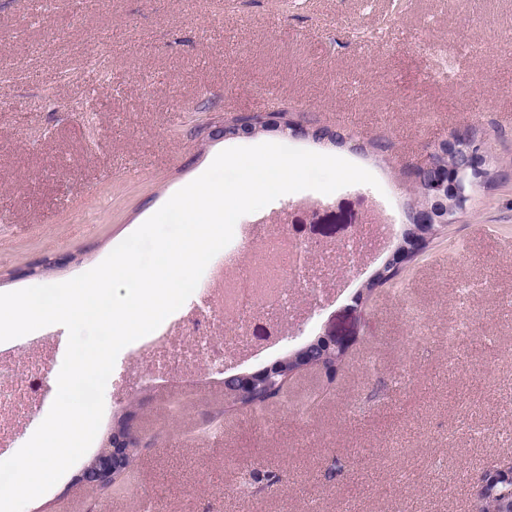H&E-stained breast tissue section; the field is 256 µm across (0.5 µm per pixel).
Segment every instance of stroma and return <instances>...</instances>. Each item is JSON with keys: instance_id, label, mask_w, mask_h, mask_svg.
<instances>
[{"instance_id": "35a3bbf8", "label": "stroma", "mask_w": 512, "mask_h": 512, "mask_svg": "<svg viewBox=\"0 0 512 512\" xmlns=\"http://www.w3.org/2000/svg\"><path fill=\"white\" fill-rule=\"evenodd\" d=\"M15 71L24 79H0V293L100 264L230 148L193 134L214 113L285 107L391 146L249 138L342 157L378 184L243 215L201 294L236 267L251 224L337 245L379 208L399 232L404 167L455 127L485 141L494 175L397 286L354 305L385 241L274 350L237 365L257 370L327 332L350 341L348 369L313 382L306 412L283 399L203 426L222 399L210 371L158 379L123 348L117 364L141 381L106 386L103 419L145 400L137 482L91 500L71 485L79 461L27 512H470V477L512 454V0H0V76ZM87 96L85 122L70 104ZM335 457L346 467L331 475Z\"/></svg>"}]
</instances>
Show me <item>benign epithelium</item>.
<instances>
[{
    "mask_svg": "<svg viewBox=\"0 0 512 512\" xmlns=\"http://www.w3.org/2000/svg\"><path fill=\"white\" fill-rule=\"evenodd\" d=\"M210 141L250 138L258 132H288L293 136H305L312 128L300 119L292 117L288 109L272 112H238L231 117H214L200 126ZM448 154L452 165L436 163L434 156ZM490 155L483 140L477 138L467 125L453 130L447 138L434 142L424 162L408 168L404 176L410 190L421 188L427 201L417 207L412 215L417 224L416 234L423 235L414 252L399 248L392 251L386 262L403 270L425 251L424 244L440 238L448 226L458 221L470 200L467 187L487 185ZM273 373L272 366L254 372L233 374L224 385L225 402H240L250 394L257 379ZM142 404L135 400L122 409L119 419L121 430L117 437L107 432L102 449L93 460L75 476V484L90 494H102L112 489L125 473L124 458L131 448L148 447L147 434L138 428Z\"/></svg>",
    "mask_w": 512,
    "mask_h": 512,
    "instance_id": "1",
    "label": "benign epithelium"
}]
</instances>
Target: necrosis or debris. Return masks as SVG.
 <instances>
[{"mask_svg":"<svg viewBox=\"0 0 512 512\" xmlns=\"http://www.w3.org/2000/svg\"><path fill=\"white\" fill-rule=\"evenodd\" d=\"M383 231V225L374 222L364 225L353 251L328 247L319 252L316 266L306 273L297 266V256L306 250V243L285 233L269 232L263 224L251 225L248 234L257 238L260 245L244 260L248 275L233 271L218 275L212 283L210 299L194 306L184 324L160 327L143 338L135 351L138 361L160 375L175 370L189 377L197 370L217 369L227 359L254 353L248 332L250 321L263 319L272 329L280 327L279 283L294 276L303 298L333 291L341 272L355 257L367 252ZM228 317L236 322L229 334L224 331ZM32 351L25 374L9 400L0 401V456L9 451L12 432L22 415L41 409L48 395L40 368L44 361L56 356L55 338L37 340Z\"/></svg>","mask_w":512,"mask_h":512,"instance_id":"4bbe7bcc","label":"necrosis or debris"}]
</instances>
